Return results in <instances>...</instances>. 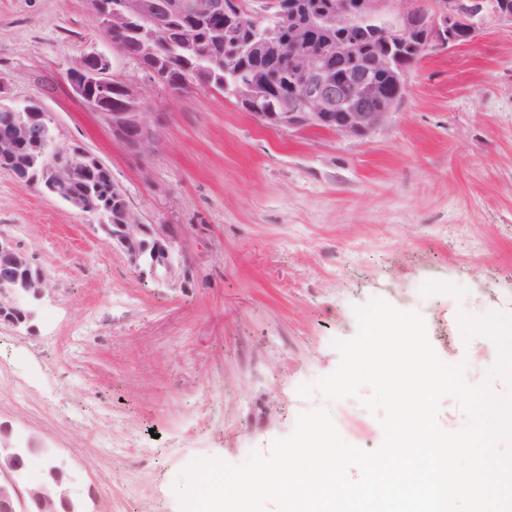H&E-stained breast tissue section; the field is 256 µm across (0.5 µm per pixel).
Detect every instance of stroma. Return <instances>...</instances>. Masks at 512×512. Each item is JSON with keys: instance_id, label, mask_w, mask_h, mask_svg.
Instances as JSON below:
<instances>
[{"instance_id": "stroma-1", "label": "stroma", "mask_w": 512, "mask_h": 512, "mask_svg": "<svg viewBox=\"0 0 512 512\" xmlns=\"http://www.w3.org/2000/svg\"><path fill=\"white\" fill-rule=\"evenodd\" d=\"M102 53L137 83L155 137L139 153L73 92ZM0 91L51 112L60 145L97 156L141 223L183 231L184 285L140 277L97 223L0 169V231L47 277L34 332L0 323V423L66 462L84 512H182L194 460L269 454L326 408L376 449L359 396L303 397L335 371L355 307L420 312L472 385L497 358L460 311H512V27L427 53L390 121L344 138L262 126L234 100H175L117 53L85 0H0Z\"/></svg>"}]
</instances>
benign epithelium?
Listing matches in <instances>:
<instances>
[{
	"label": "benign epithelium",
	"mask_w": 512,
	"mask_h": 512,
	"mask_svg": "<svg viewBox=\"0 0 512 512\" xmlns=\"http://www.w3.org/2000/svg\"><path fill=\"white\" fill-rule=\"evenodd\" d=\"M91 20L109 39V44L122 55L127 52L112 40V32L138 18L144 21L140 30L142 42L150 44L160 27L158 20L169 15H194L205 12L216 18L233 19L240 29H259L265 17L280 20L288 28L286 42L270 38L266 33L258 39L260 49L273 65L281 55L292 54L296 81L291 92L278 102V111L270 114L259 108L260 96L245 86L229 92L250 109L263 126L279 129L329 130L343 137H366L385 125L400 99L385 92L377 74L390 66L391 53L406 44L418 42L419 56L431 50L459 46L457 32L467 27L475 38L490 21L512 26V0H333L330 9L318 18L321 33L330 36V51L312 50L303 43L306 23L296 10L283 0H266L265 13L248 10L242 0H165L161 10L143 9V0H85ZM390 21L366 31L370 53L368 59L341 68L337 60L346 58L351 48L350 33L361 20ZM221 44L214 41L187 40L181 48L201 61L212 60ZM109 59L89 54L68 70V81L79 98L93 90L106 104L101 114L112 127V134L127 146L146 152L154 144L153 133L146 121L145 100L135 83L116 80L110 73ZM123 93L121 109H112V87ZM0 112L14 116L9 135L0 137V162L9 160L16 145L32 144L34 175L21 180L37 186L41 193L60 198L59 189L68 181L70 167L95 166L109 180L111 198L104 211L95 217L105 233L106 241L118 248L131 266L138 268L147 261L155 277L168 282L189 278L188 260L176 259L178 234L171 224H142L130 209L122 188L112 181L110 170L92 154L61 146L55 136L54 120L49 112H32L27 105L5 103L0 98ZM47 278L28 256L18 250L11 239L0 232V323L34 330L37 306L46 292ZM44 447L30 439L23 446L0 443V512H36L45 500L57 497L72 504L69 498L70 472L59 459H48L45 478L28 482L23 477L25 461L32 455L44 454Z\"/></svg>",
	"instance_id": "7a95c632"
}]
</instances>
